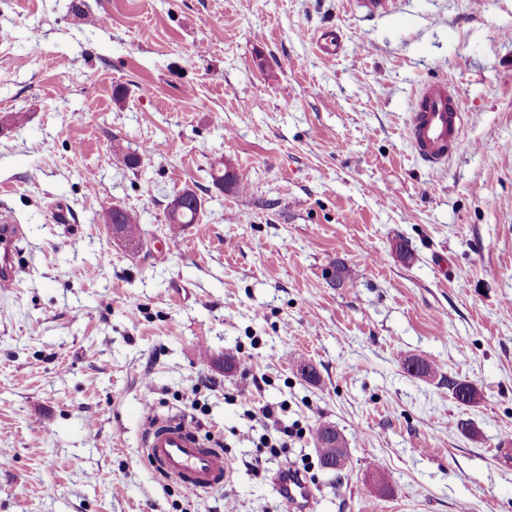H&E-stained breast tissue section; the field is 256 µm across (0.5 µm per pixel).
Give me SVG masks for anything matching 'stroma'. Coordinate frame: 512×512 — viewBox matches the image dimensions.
<instances>
[{
	"mask_svg": "<svg viewBox=\"0 0 512 512\" xmlns=\"http://www.w3.org/2000/svg\"><path fill=\"white\" fill-rule=\"evenodd\" d=\"M1 30L0 220L24 267L0 288V512H292L287 466L311 512H512V0H0ZM438 83L464 123L432 167L406 127ZM222 166L257 193L215 186ZM185 189L201 210L167 237ZM252 404L305 432L260 467ZM168 414L223 448V486L189 497L151 467ZM108 219L111 220L112 224H108L112 236L114 238H121L122 234L125 239L130 243L136 241L138 245L141 244V227L139 224V218L135 211L126 208H112L105 217V223L107 224ZM119 224L122 234L117 229ZM330 426H319L315 432V444L320 454L321 463L324 467L329 466L330 470H334L336 472H341L346 468L347 460H348V450L344 445V449L337 448H321L325 441V431ZM329 461V463H327ZM276 484L282 498L287 499L302 512L310 510L313 494L307 479L296 477L291 472L284 470L278 475Z\"/></svg>",
	"mask_w": 512,
	"mask_h": 512,
	"instance_id": "stroma-1",
	"label": "stroma"
}]
</instances>
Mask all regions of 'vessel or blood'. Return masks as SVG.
<instances>
[{
  "label": "vessel or blood",
  "instance_id": "b4317fda",
  "mask_svg": "<svg viewBox=\"0 0 512 512\" xmlns=\"http://www.w3.org/2000/svg\"><path fill=\"white\" fill-rule=\"evenodd\" d=\"M462 124L463 114L455 93L432 85L419 95L406 136L421 160L441 166L455 152ZM21 236V225L0 226L1 287H12L16 280L15 243ZM144 447L147 460L158 472L193 495L222 485L230 474L223 449L202 440L178 415L155 418L146 430ZM276 484L282 498L298 507L299 512H309L313 494L307 480L284 471Z\"/></svg>",
  "mask_w": 512,
  "mask_h": 512
}]
</instances>
